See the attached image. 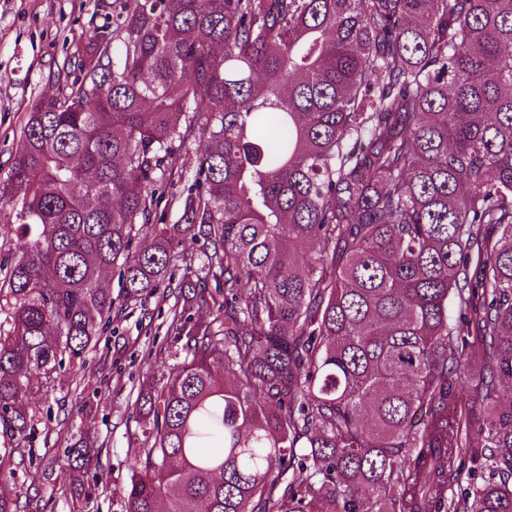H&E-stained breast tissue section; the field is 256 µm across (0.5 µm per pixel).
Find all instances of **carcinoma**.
Segmentation results:
<instances>
[{
    "label": "carcinoma",
    "instance_id": "cac0c4a2",
    "mask_svg": "<svg viewBox=\"0 0 512 512\" xmlns=\"http://www.w3.org/2000/svg\"><path fill=\"white\" fill-rule=\"evenodd\" d=\"M75 58L0 181V454L179 258L123 512H512V0H121ZM203 149L204 142L200 141L199 138L189 140L181 149L182 172L167 179L162 186L164 200L161 209L166 202L168 203L164 212V222L166 224H176L179 220V201L186 195L188 187L193 183L197 155Z\"/></svg>",
    "mask_w": 512,
    "mask_h": 512
}]
</instances>
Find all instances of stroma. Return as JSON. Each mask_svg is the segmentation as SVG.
<instances>
[{
	"label": "stroma",
	"instance_id": "obj_1",
	"mask_svg": "<svg viewBox=\"0 0 512 512\" xmlns=\"http://www.w3.org/2000/svg\"><path fill=\"white\" fill-rule=\"evenodd\" d=\"M115 18L113 0H0V181L11 173L20 127L33 100L55 92L54 75L73 55L76 42ZM203 149V141L189 140L181 150V173L164 182L166 223H177L179 202L193 182ZM181 279L177 261L156 294L113 311L111 325L86 357L84 386L99 399L92 412L103 445L88 467L87 486L67 485L60 472L46 469L47 462L63 456L75 431L55 415L38 427L32 462L15 469L18 499L36 489L38 512H122L119 492L129 478L140 435L131 404L142 379L170 363L167 328Z\"/></svg>",
	"mask_w": 512,
	"mask_h": 512
}]
</instances>
